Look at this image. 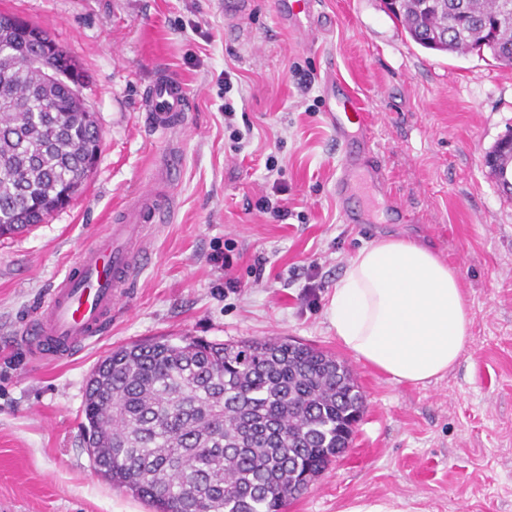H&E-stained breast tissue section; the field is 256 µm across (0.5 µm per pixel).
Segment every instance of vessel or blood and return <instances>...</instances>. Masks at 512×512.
<instances>
[{"mask_svg": "<svg viewBox=\"0 0 512 512\" xmlns=\"http://www.w3.org/2000/svg\"><path fill=\"white\" fill-rule=\"evenodd\" d=\"M277 21L289 32L309 38L324 29L318 0H279ZM143 106L155 130L172 131L184 123L186 89L175 76L160 73ZM357 110L345 86L337 85L336 107L328 112V122L337 136H354L360 148L346 153L336 177V194L343 199L364 185L371 190L373 201L383 205L392 198L387 175L365 146L363 131L349 132L344 123L345 115ZM170 214L168 202L154 190L144 191L125 207L122 219L104 237L80 253L68 275L53 288L47 305L24 328L36 360L68 359L105 331L113 304L151 262L152 255L143 243L146 227L166 223Z\"/></svg>", "mask_w": 512, "mask_h": 512, "instance_id": "vessel-or-blood-1", "label": "vessel or blood"}]
</instances>
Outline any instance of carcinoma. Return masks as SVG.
<instances>
[{
    "label": "carcinoma",
    "mask_w": 512,
    "mask_h": 512,
    "mask_svg": "<svg viewBox=\"0 0 512 512\" xmlns=\"http://www.w3.org/2000/svg\"><path fill=\"white\" fill-rule=\"evenodd\" d=\"M419 46L512 65L500 0H394ZM38 26L0 25V237L42 223L100 149L77 64ZM364 397L335 357L287 338L162 337L118 347L87 383L83 443L95 475L155 512H283L349 446Z\"/></svg>",
    "instance_id": "obj_1"
}]
</instances>
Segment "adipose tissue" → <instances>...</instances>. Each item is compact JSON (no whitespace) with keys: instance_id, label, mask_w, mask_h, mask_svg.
<instances>
[{"instance_id":"obj_1","label":"adipose tissue","mask_w":512,"mask_h":512,"mask_svg":"<svg viewBox=\"0 0 512 512\" xmlns=\"http://www.w3.org/2000/svg\"><path fill=\"white\" fill-rule=\"evenodd\" d=\"M329 320L342 346L398 383L445 375L471 341L457 270L414 239L358 250L336 283Z\"/></svg>"}]
</instances>
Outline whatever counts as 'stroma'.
I'll use <instances>...</instances> for the list:
<instances>
[{
	"label": "stroma",
	"instance_id": "1",
	"mask_svg": "<svg viewBox=\"0 0 512 512\" xmlns=\"http://www.w3.org/2000/svg\"><path fill=\"white\" fill-rule=\"evenodd\" d=\"M320 2L331 25L305 44L277 26L275 0H251L235 23L218 0H0L79 63L101 132L70 204L0 238V512H152L94 474L82 409L98 360L163 336L285 337L352 369L365 410L349 447L286 512H512V196L483 165L512 133V68L418 46L381 0ZM161 71L186 88V132L146 121L141 100ZM332 78L363 112L400 213L344 223ZM147 185L174 211L147 229L152 262L111 327L70 359L35 361L25 324ZM382 237L428 244L471 305V344L426 386L358 360L328 319L348 260Z\"/></svg>",
	"mask_w": 512,
	"mask_h": 512
}]
</instances>
